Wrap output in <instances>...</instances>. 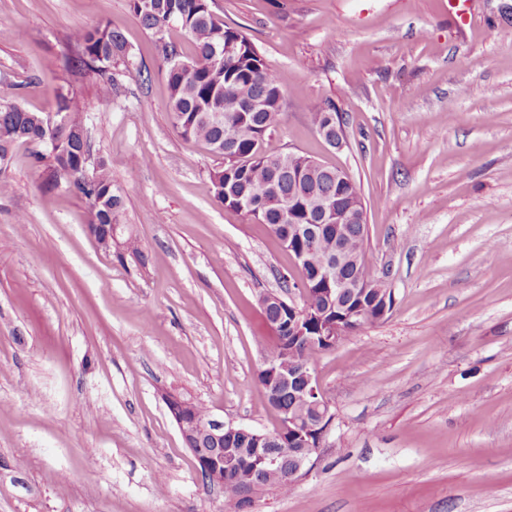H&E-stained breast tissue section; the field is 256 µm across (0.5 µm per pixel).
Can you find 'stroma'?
<instances>
[{"instance_id": "stroma-1", "label": "stroma", "mask_w": 512, "mask_h": 512, "mask_svg": "<svg viewBox=\"0 0 512 512\" xmlns=\"http://www.w3.org/2000/svg\"><path fill=\"white\" fill-rule=\"evenodd\" d=\"M295 86L267 152L347 171L393 307L319 354L333 420L294 490L249 512H512V0H209ZM110 23L112 95L65 68ZM72 84L143 261L104 251L84 199L16 144L0 193V512H224L166 403L272 431L261 299L300 297L294 256L225 208L220 160L170 117L165 63L127 0H0V103ZM334 101L343 149L308 114ZM139 164H130V156Z\"/></svg>"}]
</instances>
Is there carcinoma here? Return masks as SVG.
I'll use <instances>...</instances> for the list:
<instances>
[{
  "instance_id": "carcinoma-1",
  "label": "carcinoma",
  "mask_w": 512,
  "mask_h": 512,
  "mask_svg": "<svg viewBox=\"0 0 512 512\" xmlns=\"http://www.w3.org/2000/svg\"><path fill=\"white\" fill-rule=\"evenodd\" d=\"M130 11L142 27L156 38L158 49L167 64L166 77L170 91L171 120L182 137L200 141L224 159L210 178L215 197L225 207L241 211L240 202L252 193H262L265 208L251 218L268 225L281 241L295 225L316 224L318 218L312 204L326 196L342 215L354 203H362L352 179L336 181V168L312 165L311 157L299 152L269 153L265 137L278 124L284 103V83L269 68L253 44L239 30L225 25L212 14L208 0H128ZM179 27L195 46V56L182 59L178 45L166 40L168 31ZM235 48L232 57L224 56V48ZM71 54L66 68L72 75L91 80L98 96L112 94L115 85L113 69L129 56L123 34L108 23L80 28L71 36ZM57 112L64 121L50 124L48 119L15 104H0V171L4 170L6 153L16 144L38 141L45 134L58 141V153L51 160L33 153L36 163L49 170L47 179L66 187L86 200L88 224H110L118 215L122 200L112 194V177L102 167L93 179L83 175L85 155L90 145L79 132L86 125L87 105H79L72 91H58ZM336 112V104L324 103L309 115L313 129L324 127L325 115ZM344 232L327 224L317 234L305 238V246L315 264L340 250L357 255L358 265L346 264L340 275L346 280L371 278L366 250L367 229L361 224L337 220ZM319 283L301 293L303 308L325 307L318 295ZM266 319L285 335L288 324V302L265 310ZM321 349L302 346L295 356H287L280 341L268 349L265 360L279 365L302 362L314 364Z\"/></svg>"
}]
</instances>
